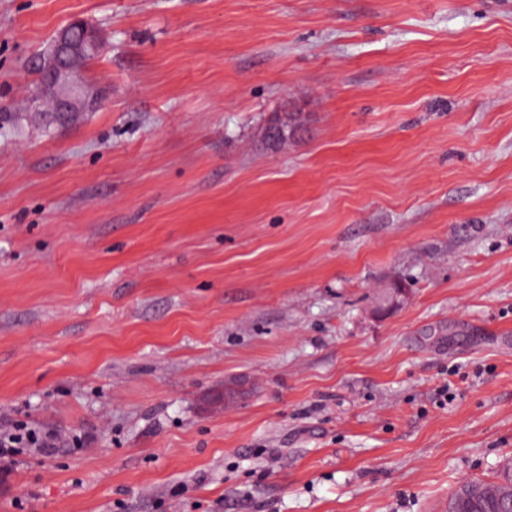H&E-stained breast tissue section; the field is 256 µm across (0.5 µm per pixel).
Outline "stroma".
Listing matches in <instances>:
<instances>
[{
    "instance_id": "obj_1",
    "label": "stroma",
    "mask_w": 512,
    "mask_h": 512,
    "mask_svg": "<svg viewBox=\"0 0 512 512\" xmlns=\"http://www.w3.org/2000/svg\"><path fill=\"white\" fill-rule=\"evenodd\" d=\"M75 20L103 99L49 125L17 105ZM17 421L64 440L0 512H448L499 481L512 0H0Z\"/></svg>"
}]
</instances>
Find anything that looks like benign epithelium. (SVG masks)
Segmentation results:
<instances>
[{
    "label": "benign epithelium",
    "mask_w": 512,
    "mask_h": 512,
    "mask_svg": "<svg viewBox=\"0 0 512 512\" xmlns=\"http://www.w3.org/2000/svg\"><path fill=\"white\" fill-rule=\"evenodd\" d=\"M75 29L83 32V38L78 42L71 39ZM99 50L98 37L87 24L74 21L59 29L49 49L36 61L41 84L29 109L42 111L46 99L52 100L59 112L85 110L100 105L101 100L88 94L82 80V66L87 56L95 55Z\"/></svg>",
    "instance_id": "1"
}]
</instances>
